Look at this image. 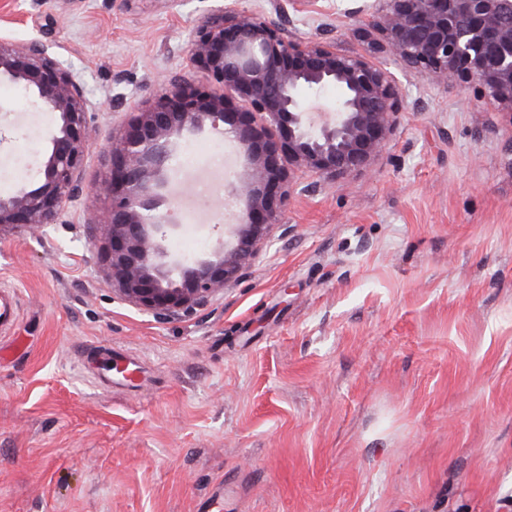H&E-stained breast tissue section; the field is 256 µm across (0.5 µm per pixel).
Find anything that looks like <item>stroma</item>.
<instances>
[{
	"label": "stroma",
	"instance_id": "obj_1",
	"mask_svg": "<svg viewBox=\"0 0 512 512\" xmlns=\"http://www.w3.org/2000/svg\"><path fill=\"white\" fill-rule=\"evenodd\" d=\"M253 0H0V38L82 74L93 113L71 221L0 231V512H512V111L452 84L402 114L371 170L296 197L264 259L189 317L105 286L89 189L113 130L182 69L194 21ZM348 0L293 14L363 52ZM54 113L0 80V195L37 184ZM176 138L164 195L195 193ZM225 192L167 248L208 256ZM134 369L109 379L101 354Z\"/></svg>",
	"mask_w": 512,
	"mask_h": 512
}]
</instances>
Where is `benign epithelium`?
<instances>
[{
	"mask_svg": "<svg viewBox=\"0 0 512 512\" xmlns=\"http://www.w3.org/2000/svg\"><path fill=\"white\" fill-rule=\"evenodd\" d=\"M293 2L203 17L190 31L184 73L159 86L112 135V167L91 189L108 202L94 221L103 275L120 300L157 320L192 315L259 262L295 194L369 170L399 115L427 106L421 95L408 98L401 79L420 78L428 90L455 82L512 110V0H361L343 15L356 20L364 54L285 27ZM2 77L55 113L57 123L39 185L0 196V230L66 224L91 138L82 82L40 40L0 39ZM329 85L342 96L317 122L296 91ZM206 127L242 146L247 177L231 190L236 223L224 225L210 255L175 261L165 244L173 204L157 188L173 140ZM297 170L315 181L299 186Z\"/></svg>",
	"mask_w": 512,
	"mask_h": 512,
	"instance_id": "benign-epithelium-1",
	"label": "benign epithelium"
}]
</instances>
